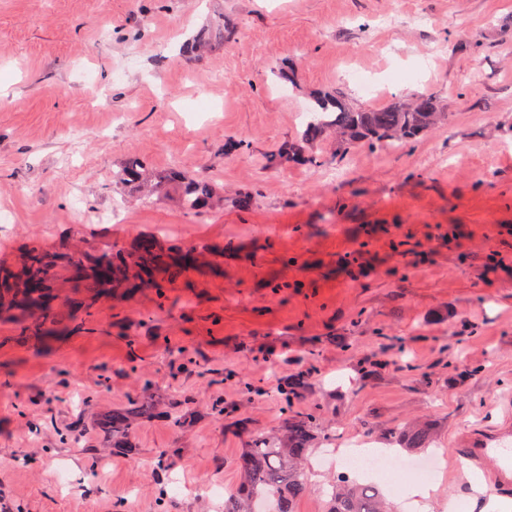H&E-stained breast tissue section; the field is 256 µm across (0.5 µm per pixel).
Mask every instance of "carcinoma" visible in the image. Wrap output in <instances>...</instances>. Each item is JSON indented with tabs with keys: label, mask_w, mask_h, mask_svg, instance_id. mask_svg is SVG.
Masks as SVG:
<instances>
[{
	"label": "carcinoma",
	"mask_w": 512,
	"mask_h": 512,
	"mask_svg": "<svg viewBox=\"0 0 512 512\" xmlns=\"http://www.w3.org/2000/svg\"><path fill=\"white\" fill-rule=\"evenodd\" d=\"M310 101L311 119L304 123L303 131L267 156L269 168L277 170L286 164L319 163L315 146L328 133L335 138L336 156L341 157L362 142L404 145L445 120L438 101L430 96L381 109H355L348 106L340 94L328 91L311 92ZM112 181L158 197L166 196L169 189L174 188L178 203L185 209L194 200L201 207L224 204L223 185L206 178L186 177L173 168L154 170L136 157L127 158L114 171ZM120 263L116 253L102 256L98 266H106L107 272L96 273V279L112 281V272L118 270ZM50 266L51 263L37 259L22 287L17 289L23 299L46 317L51 315V297L46 288ZM366 362V369L358 377L361 383L380 380L394 371L408 372L422 382H429L408 359L402 336L379 337ZM448 367L454 372V384L461 387L478 374V369L463 367L454 359L448 362ZM311 385L309 372L303 370L280 379L277 390L283 402L282 419L273 432L251 429L236 410L214 408V414L224 418V427L244 438L238 457V483L235 491L224 499V512H258L256 505L261 499L270 500L271 508L266 512H295V505L308 486L304 459L325 441L318 413L302 405ZM158 417L169 419L177 433L182 434L193 428L199 414L178 407L169 390L155 384L145 397L112 410V415L98 422L106 438L103 447L95 449V454L102 457L135 455L133 432ZM435 429L434 419L403 423L391 428L381 442L405 450L425 449L432 443ZM328 512H385L383 493L376 487L341 477L333 489Z\"/></svg>",
	"instance_id": "carcinoma-1"
}]
</instances>
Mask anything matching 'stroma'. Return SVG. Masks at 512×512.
<instances>
[{
	"instance_id": "1",
	"label": "stroma",
	"mask_w": 512,
	"mask_h": 512,
	"mask_svg": "<svg viewBox=\"0 0 512 512\" xmlns=\"http://www.w3.org/2000/svg\"><path fill=\"white\" fill-rule=\"evenodd\" d=\"M236 35L187 50L209 16ZM468 48L457 51L458 40ZM375 79L374 94L352 80ZM313 88L355 108L429 95L446 114L399 155L361 144L314 166L272 170L267 156L301 129ZM206 108L190 113L189 103ZM248 143L225 154L227 140ZM247 190L250 208L185 212L130 199L120 224H100L116 162ZM81 191L82 215L71 210ZM0 274L24 276L32 255L56 258L55 323L0 292V504L21 512H157L158 453L184 494L169 512H224L193 494L233 490L243 446L207 417L188 436L166 420L136 429L133 460L100 459L92 421L165 385L204 410L237 389L264 388L242 409L251 425L281 418L279 376L312 368L304 402L337 437L377 439L393 424L441 421L443 462L428 512L461 497L493 499L487 479L448 483L461 443L502 423L512 394V0H0ZM156 242L167 265L145 277ZM126 257L122 282L77 283L70 258ZM409 341L430 379L405 372L352 385L378 334ZM350 336L345 352L327 337ZM192 359L179 366L169 348ZM478 368L455 386L447 362ZM73 430L75 445H50ZM297 512H327L335 465L305 462Z\"/></svg>"
}]
</instances>
